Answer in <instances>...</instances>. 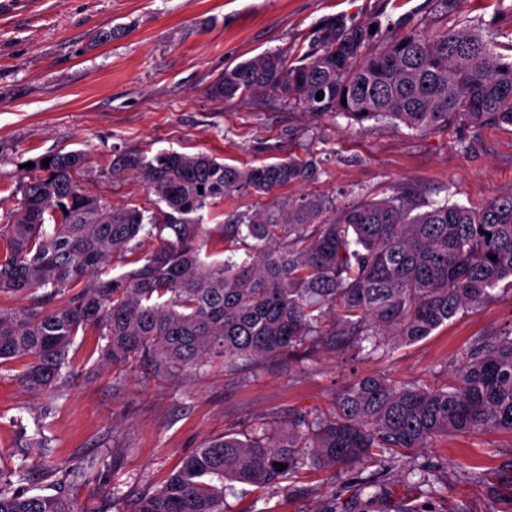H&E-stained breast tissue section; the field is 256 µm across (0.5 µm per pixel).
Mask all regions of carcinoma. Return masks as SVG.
Here are the masks:
<instances>
[{
	"instance_id": "cac0c4a2",
	"label": "carcinoma",
	"mask_w": 512,
	"mask_h": 512,
	"mask_svg": "<svg viewBox=\"0 0 512 512\" xmlns=\"http://www.w3.org/2000/svg\"><path fill=\"white\" fill-rule=\"evenodd\" d=\"M268 91L312 118L360 126L387 120L421 134L512 127V61L464 30L372 33L328 18L299 64L264 52L209 87L221 102ZM32 163L0 198V293L33 297L29 306L0 307V366L19 363L18 379L33 394L60 389L70 347L88 328L99 336L100 362L144 364L171 379L310 344L384 357L482 307L503 281L512 287V190L478 208L408 188L340 206L281 197L205 230L199 210L308 182L317 160L291 154L241 168L205 153L149 159L115 147L106 172L81 150ZM129 173L153 195L148 205L114 206L84 187ZM147 239L156 247L142 256ZM115 262L130 269L114 275ZM495 429L512 432V327L470 345L441 386L359 375L329 412L295 410L278 435L210 440L164 486L117 512H224L226 481L275 488L307 457L348 466L406 457L443 434ZM28 477L26 465L0 472V512H87L60 494L28 493Z\"/></svg>"
}]
</instances>
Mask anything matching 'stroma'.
<instances>
[{
	"instance_id": "obj_1",
	"label": "stroma",
	"mask_w": 512,
	"mask_h": 512,
	"mask_svg": "<svg viewBox=\"0 0 512 512\" xmlns=\"http://www.w3.org/2000/svg\"><path fill=\"white\" fill-rule=\"evenodd\" d=\"M341 16L398 33L465 29L512 54V0H0V192L15 188L22 162L81 149L103 172L89 185L93 194L115 205L144 202L141 180L105 176L116 146L149 157L204 152L239 167L310 153L316 178L284 195L340 203L410 184L429 200L477 206L512 189L509 126L422 135L313 119L269 94L210 98L225 67L266 51L296 59L325 19ZM511 325L512 290L501 288L487 305L383 359L314 346L233 371L206 365L172 382L99 365L90 329L76 336L56 394H31L18 364L0 367V470L29 464L27 488L53 494L54 476L35 466L40 453L60 462L97 458L63 492L108 512L109 495L125 500L161 487L207 440L262 431L297 409H328L356 375L443 382L469 345ZM37 433L40 451L31 443ZM414 458L431 467L433 488L395 465L361 492L358 480L380 472L375 462H308L275 490L227 484L224 512H326L332 501L339 512H512V433L440 436Z\"/></svg>"
}]
</instances>
